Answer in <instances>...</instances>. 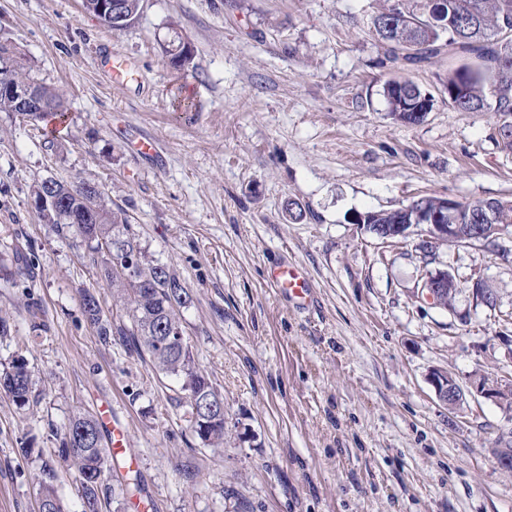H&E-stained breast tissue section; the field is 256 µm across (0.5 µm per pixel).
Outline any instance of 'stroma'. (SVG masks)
<instances>
[{"label":"stroma","instance_id":"obj_1","mask_svg":"<svg viewBox=\"0 0 512 512\" xmlns=\"http://www.w3.org/2000/svg\"><path fill=\"white\" fill-rule=\"evenodd\" d=\"M384 3L143 0L114 30L82 0H0V41L67 115L55 128L0 112V368L24 357L33 380L23 408L0 390V512H38L47 481L81 512L57 450L69 417L104 402L143 492L136 508L104 494L102 512H512V472L493 455L512 445V409L468 397L451 410L428 382L434 368L463 386L512 374V336L468 291L483 279L512 310V257L496 253L512 239L438 249L463 285L448 311L419 294L418 236L388 246L350 222L426 193L512 197V154L494 112L449 106L447 57L385 61L372 26ZM179 40L194 49L181 69ZM106 49L136 62L138 83L110 82ZM400 75L436 99L420 123L386 112L382 87ZM180 95L192 111H173ZM131 128L157 157L129 150ZM48 178L97 184L179 272L195 364L224 394L223 447L199 444L175 383L86 322V290L108 320L121 312L86 245L34 208ZM283 264L311 283L312 306L271 285Z\"/></svg>","mask_w":512,"mask_h":512}]
</instances>
